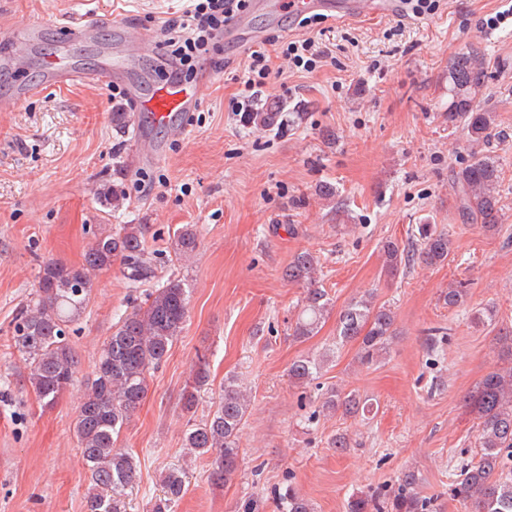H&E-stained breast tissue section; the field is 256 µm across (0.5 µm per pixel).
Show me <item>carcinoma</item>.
Instances as JSON below:
<instances>
[{"instance_id": "1", "label": "carcinoma", "mask_w": 512, "mask_h": 512, "mask_svg": "<svg viewBox=\"0 0 512 512\" xmlns=\"http://www.w3.org/2000/svg\"><path fill=\"white\" fill-rule=\"evenodd\" d=\"M488 79L481 51L471 48L448 62V123L462 128L470 145L488 141L495 115L479 108ZM284 107L270 103L251 112L248 122L269 127ZM501 166L496 157L476 151L471 162L453 174L452 187L462 215L486 233L498 230L503 216L499 194ZM146 224H125L116 231L95 236L80 266L49 259L38 271L37 287L20 310L12 336L14 349L27 362V383L45 408H52L73 384L79 365L66 327L85 310L92 291V276L120 263L128 287L138 289L154 277L145 258ZM197 247V233L185 225L176 235L174 252L189 257ZM452 242L448 232L434 224H421L418 237L401 248L394 242L383 246V268L394 275L400 267L415 263L437 266L448 259ZM290 283L306 288L304 303L292 336L305 341L315 336L328 318L332 304L321 278L320 258L308 251L297 253L284 270ZM467 288L459 281L441 294L446 305L458 307ZM188 291L182 280L170 277L146 293L145 302L118 316L112 335L104 343L77 407L74 431L80 455L89 472L90 491L86 512H127V490L138 477V460L116 447L121 429L134 415L148 391L147 374L165 361L183 328L188 312ZM391 307L370 297L353 299L336 318L338 343L357 344L362 365L378 363L395 335ZM498 344L505 362L487 373L469 394L476 414L477 460L457 468L452 491L467 512H512V327L502 331ZM325 359L300 356L288 368L290 382L308 386L318 378ZM209 385L205 359H200L192 381L182 395L184 411L197 406L198 393ZM250 399L234 376L224 379V393L207 418L192 423L184 435L189 455L212 458L211 478L230 483L239 472V442L249 412ZM372 411V405L354 392L330 389L320 394L318 413L337 412L355 418ZM185 472L171 468L161 474L163 495L150 501L149 512H173L185 493ZM421 479L404 471L394 489L380 486L365 495L351 496L345 512H433L431 499L420 495ZM277 512H313L311 503L293 485L276 492Z\"/></svg>"}]
</instances>
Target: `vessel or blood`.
<instances>
[{"label":"vessel or blood","instance_id":"1","mask_svg":"<svg viewBox=\"0 0 512 512\" xmlns=\"http://www.w3.org/2000/svg\"><path fill=\"white\" fill-rule=\"evenodd\" d=\"M259 5L274 13L285 11L297 16L322 14L332 19L357 20L398 17L403 0H260ZM94 30V25L72 21L55 28L58 41L64 47L90 38ZM123 69L119 62L103 73L77 69L61 54L47 60L45 84L57 87L77 81L109 80L121 75ZM128 99L137 118L135 151L138 156L154 158L160 155L161 147L152 139L151 129L161 127L169 137L183 138L190 126V116L201 102V86L169 79L145 98L140 96L137 88H130Z\"/></svg>","mask_w":512,"mask_h":512}]
</instances>
